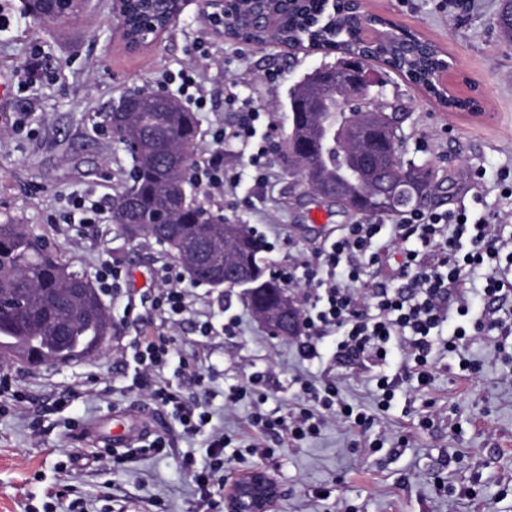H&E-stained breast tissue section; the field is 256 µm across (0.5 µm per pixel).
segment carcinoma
Masks as SVG:
<instances>
[{"instance_id": "obj_1", "label": "carcinoma", "mask_w": 512, "mask_h": 512, "mask_svg": "<svg viewBox=\"0 0 512 512\" xmlns=\"http://www.w3.org/2000/svg\"><path fill=\"white\" fill-rule=\"evenodd\" d=\"M28 13L38 19L71 18L79 13L74 0H28ZM153 20L163 29L176 0H155ZM343 8L326 13L325 0H302L284 12L281 25L268 32L230 26L232 33H248L255 44L309 45L336 50L341 67L355 57L370 52L388 68L407 74L412 82L443 107L465 111L471 101L451 98L431 76L442 56L434 44L408 45L396 35H387L369 46L358 37V29L347 21ZM496 26L512 39V6L503 3ZM355 91L345 85H324L315 76L304 78L291 92L288 102L290 125L285 147L296 158L293 167L301 182L313 193L326 191L331 183L343 185V209L359 213L354 202L367 204L369 215L395 217L412 209L411 202L428 192L433 181L431 168L424 164L405 165L400 139L386 140L383 150L373 154L365 132H386L389 105L379 92L365 100L350 101ZM138 108L121 116L117 132L123 144L137 145L134 183L118 199L129 198L126 208L112 211L130 240L152 238L165 244L193 281L205 283L224 275V264L248 274L241 283L235 279L227 287H245L251 306L263 318L260 299L268 288L277 294H292L290 287L266 275L259 260L261 246L249 227L230 221L191 198L195 158L199 144L195 113L177 102L156 99L155 93L137 94ZM349 102L356 111L354 123H341L344 113L336 103ZM83 273L64 261L25 224L0 222V300L13 297L22 306L0 303V338L13 337L22 343L0 359L29 363L36 353L49 364L73 360L69 353L84 351L95 337L112 335V318L100 302L95 288L84 282Z\"/></svg>"}]
</instances>
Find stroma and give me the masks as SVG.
I'll return each instance as SVG.
<instances>
[{
    "mask_svg": "<svg viewBox=\"0 0 512 512\" xmlns=\"http://www.w3.org/2000/svg\"><path fill=\"white\" fill-rule=\"evenodd\" d=\"M113 0H90L79 16L45 21L26 13L23 0H0V222L29 225L75 269L96 278L103 260L122 269L119 287L103 293L113 330L105 350L63 365L31 367L0 363L10 374L13 393L0 394V512H58L51 487L73 486L82 512H189L197 499L193 479L181 467L184 453L205 456V438L183 436L170 410L154 405L133 387L123 346L144 329L132 307L151 294L152 271L172 262L165 246L141 238L129 241L110 214L72 229L66 218L75 201L116 200L130 185L132 160L107 125L112 107L127 94L157 90L168 75L195 71L205 99L196 108L201 136L198 160L216 150L236 172L233 188L198 184L201 203L223 208L226 217L263 232L271 247L260 254L269 271L301 257L337 235L355 215L314 196L291 174L283 150L268 163L265 180L254 178L249 148L237 141L216 143V130L235 125L227 97L272 113L278 139L289 127L288 95L304 75L335 64L336 53L291 50L274 44L246 45L218 34L206 0H186L177 22L151 46L133 52L121 40ZM502 0H366L368 10L430 40L455 58L448 78L460 97L481 94L486 114L449 112L419 88L388 73L387 94L404 114L399 134L402 158L434 171L425 209L446 212L481 191L489 210L499 207L501 170H512V42L494 24ZM39 49L37 82L24 86L19 65ZM277 81H270V74ZM481 182H474L475 171ZM251 206H244L243 198ZM323 214L324 226L314 224ZM192 306L171 328L182 353L196 355L214 375L210 409L213 425L232 434L224 466L235 473L265 466L281 488L275 512H512V355H495L489 339L469 345L466 357L480 362L479 374L457 377V358L437 354L434 380L419 390L402 385L387 412L371 430L383 435L386 449L368 455L362 436L343 421L329 422L321 434L298 444L287 438H258L250 425L251 400L224 403L234 386L252 371L269 369L265 410H291L300 401L299 382L328 374L350 403L375 408L372 370L336 362L332 348L312 363L300 356L293 339L267 332L240 288H213L184 280ZM238 317L234 335L225 320ZM213 333L202 337L198 324ZM23 402H15L14 394ZM71 395L59 410V396ZM429 427H420L421 417ZM124 421L135 432L150 431L174 441L173 452L146 455L124 469L87 460L83 451L95 440L88 428L109 431ZM408 447L389 452L398 436ZM274 446L273 457L249 454L253 444ZM443 474L450 492L436 494L433 478ZM332 489L318 500L317 487Z\"/></svg>",
    "mask_w": 512,
    "mask_h": 512,
    "instance_id": "35a3bbf8",
    "label": "stroma"
}]
</instances>
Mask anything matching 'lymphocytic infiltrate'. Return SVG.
<instances>
[{
	"instance_id": "f902f5d3",
	"label": "lymphocytic infiltrate",
	"mask_w": 512,
	"mask_h": 512,
	"mask_svg": "<svg viewBox=\"0 0 512 512\" xmlns=\"http://www.w3.org/2000/svg\"><path fill=\"white\" fill-rule=\"evenodd\" d=\"M276 124L267 112L242 108L234 129L219 141L238 140L250 148L249 161L264 170L276 147ZM473 208L437 213L421 209L403 214L395 224L345 225L300 260L282 266L275 277L291 286L305 283L301 310L304 360L321 359L330 344L338 362L375 369L377 406L389 410L401 382L428 387L433 379V352L456 353L473 340L493 336L495 352L512 338V321L502 317L512 301V231L498 213ZM158 289L142 316L148 328L124 346L140 373L135 380L150 400L171 408L185 435L205 434L203 465L184 455L192 468L199 503L206 512H224V450L232 438L212 427L208 409L213 397L196 357L178 355L171 325L190 308L181 288L182 271L174 264L156 271ZM178 357L183 380L172 384L160 372ZM304 403L291 411L255 413L260 434H284L300 442L320 434L327 418L352 422L367 434L375 418L347 403L335 381H303Z\"/></svg>"
}]
</instances>
